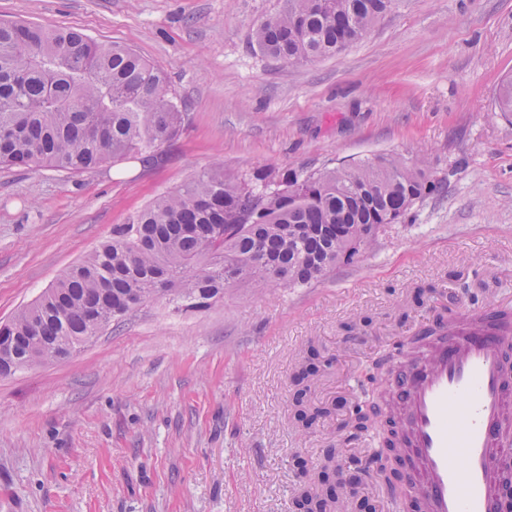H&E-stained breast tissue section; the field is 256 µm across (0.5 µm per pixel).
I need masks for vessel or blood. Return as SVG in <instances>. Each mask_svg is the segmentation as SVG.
<instances>
[{
	"instance_id": "vessel-or-blood-1",
	"label": "vessel or blood",
	"mask_w": 512,
	"mask_h": 512,
	"mask_svg": "<svg viewBox=\"0 0 512 512\" xmlns=\"http://www.w3.org/2000/svg\"><path fill=\"white\" fill-rule=\"evenodd\" d=\"M496 306L463 304L464 331L437 336L432 353L402 354L391 374L410 442L408 491L395 512H505L512 476V325Z\"/></svg>"
}]
</instances>
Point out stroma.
<instances>
[{
	"instance_id": "obj_1",
	"label": "stroma",
	"mask_w": 512,
	"mask_h": 512,
	"mask_svg": "<svg viewBox=\"0 0 512 512\" xmlns=\"http://www.w3.org/2000/svg\"><path fill=\"white\" fill-rule=\"evenodd\" d=\"M279 0H0V18L119 42L163 70L186 112L152 160L69 175L0 169V321L212 164L230 178L422 156L439 191L300 288L241 282L209 308L136 306L70 357L0 377V512H295L339 449L352 503L393 512L378 472L387 375L436 316L512 308V0H399L362 41L288 66L254 42ZM317 356L295 422L294 375Z\"/></svg>"
}]
</instances>
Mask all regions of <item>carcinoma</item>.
Instances as JSON below:
<instances>
[{"instance_id":"carcinoma-1","label":"carcinoma","mask_w":512,"mask_h":512,"mask_svg":"<svg viewBox=\"0 0 512 512\" xmlns=\"http://www.w3.org/2000/svg\"><path fill=\"white\" fill-rule=\"evenodd\" d=\"M255 30L283 63L334 55L370 33L396 0H282ZM494 109L512 113V77ZM165 74L123 44L72 30L0 21V167L78 174L131 155L154 156L185 127ZM438 190L425 161L377 155L318 170L250 179L214 164L157 197L112 237L63 270L35 301L0 323V376L66 356L156 296L201 311L243 281L306 286L348 262L381 224H398ZM305 425L307 389L293 398ZM302 486L297 506L332 512L336 485Z\"/></svg>"}]
</instances>
